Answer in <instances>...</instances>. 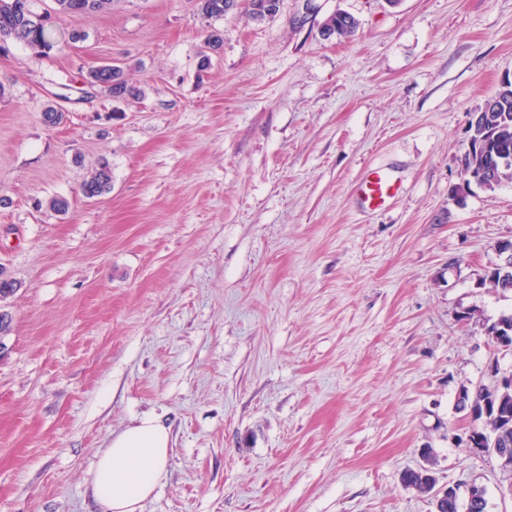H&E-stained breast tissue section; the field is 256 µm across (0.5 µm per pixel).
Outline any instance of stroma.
<instances>
[{
  "mask_svg": "<svg viewBox=\"0 0 512 512\" xmlns=\"http://www.w3.org/2000/svg\"><path fill=\"white\" fill-rule=\"evenodd\" d=\"M313 3L295 28L304 0L212 26L198 0H31L54 49L0 51L17 285L0 299V512H97L99 453L147 414L171 448L140 512H432L401 482L425 448L439 483L512 512V471L454 439L462 388L512 367L484 330L512 290L482 282L512 239V183L463 174L474 114L512 82V0ZM339 10L356 36L322 40ZM107 63L133 95L90 85ZM104 162L110 191L86 197ZM375 167L402 189L370 211L354 190ZM62 13H86L103 10L112 0H55Z\"/></svg>",
  "mask_w": 512,
  "mask_h": 512,
  "instance_id": "1",
  "label": "stroma"
}]
</instances>
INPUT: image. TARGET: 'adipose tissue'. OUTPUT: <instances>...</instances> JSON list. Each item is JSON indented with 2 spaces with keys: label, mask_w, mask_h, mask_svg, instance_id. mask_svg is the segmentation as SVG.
<instances>
[{
  "label": "adipose tissue",
  "mask_w": 512,
  "mask_h": 512,
  "mask_svg": "<svg viewBox=\"0 0 512 512\" xmlns=\"http://www.w3.org/2000/svg\"><path fill=\"white\" fill-rule=\"evenodd\" d=\"M169 450L168 430L151 415L114 436L90 483L100 512H139L166 476Z\"/></svg>",
  "instance_id": "ef3b65f1"
}]
</instances>
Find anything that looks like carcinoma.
Masks as SVG:
<instances>
[{"label": "carcinoma", "mask_w": 512, "mask_h": 512, "mask_svg": "<svg viewBox=\"0 0 512 512\" xmlns=\"http://www.w3.org/2000/svg\"><path fill=\"white\" fill-rule=\"evenodd\" d=\"M62 13L97 12L112 0H55ZM202 15L207 19L221 20L229 12L238 10L254 22L272 21L280 12L281 0H200ZM35 15L30 8V0H0V42L18 41L33 52L44 55L54 47V30L35 22H25L24 18ZM359 27V21L347 12L338 11L323 21L319 36L349 39ZM90 83L107 85V94L120 99L130 93L124 67L116 64H104L89 72ZM470 140L472 152L466 154L468 168L479 173H490L494 183L484 181L479 186L495 191L508 180L512 182V163L506 167L500 165L495 149L502 147L512 150V83L502 84L481 109V116L471 122ZM112 172L108 165H101L83 184L82 191L88 197L100 196L111 189ZM463 397L481 405L497 406L500 396L496 386L480 384L474 390H463ZM482 419L481 430L487 442L488 452L496 455L502 451L512 454V415L503 420L493 411L478 414ZM427 468L414 471L408 469L402 473L401 481L407 488L422 494H429V480L435 466L432 451L424 452Z\"/></svg>", "instance_id": "obj_1"}]
</instances>
